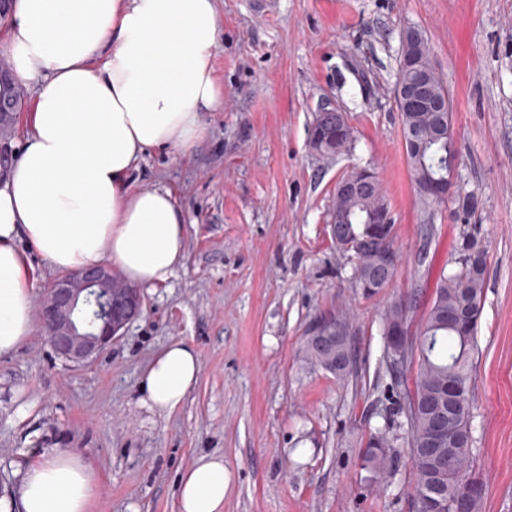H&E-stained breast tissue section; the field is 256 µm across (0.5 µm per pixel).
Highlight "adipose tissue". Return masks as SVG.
I'll use <instances>...</instances> for the list:
<instances>
[{"mask_svg":"<svg viewBox=\"0 0 512 512\" xmlns=\"http://www.w3.org/2000/svg\"><path fill=\"white\" fill-rule=\"evenodd\" d=\"M216 0H16L5 49L12 76L41 79L20 158L0 182V355L35 329L27 241L55 269L109 263L129 282L165 284L186 257L170 190H129L151 149L183 154L224 103L215 72ZM199 356L171 340L143 371L149 409L177 410L198 383ZM224 460L204 456L179 479L181 512H224ZM91 467L67 452H33L19 502L0 512H88Z\"/></svg>","mask_w":512,"mask_h":512,"instance_id":"adipose-tissue-1","label":"adipose tissue"}]
</instances>
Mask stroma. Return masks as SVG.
<instances>
[{
    "instance_id": "obj_1",
    "label": "stroma",
    "mask_w": 512,
    "mask_h": 512,
    "mask_svg": "<svg viewBox=\"0 0 512 512\" xmlns=\"http://www.w3.org/2000/svg\"><path fill=\"white\" fill-rule=\"evenodd\" d=\"M217 0L223 109L190 153L144 155L130 190L168 188L185 214L186 259L96 360L58 357L43 328L0 356V496L19 498L28 452L80 455L96 473L91 512H178L177 481L223 456L224 512H413L406 445L375 483L363 467L396 373L383 310L411 305L418 331L462 238L486 252L470 379L481 512H512V0ZM427 40L452 99L454 194L420 205L393 89L405 32ZM341 111L350 151L310 147L319 112ZM379 177L399 254L387 288H352L330 220L337 182ZM474 195L468 215L459 197ZM348 315L353 362L339 378L304 345L321 316ZM199 353L196 388L163 416L139 377L172 339Z\"/></svg>"
}]
</instances>
